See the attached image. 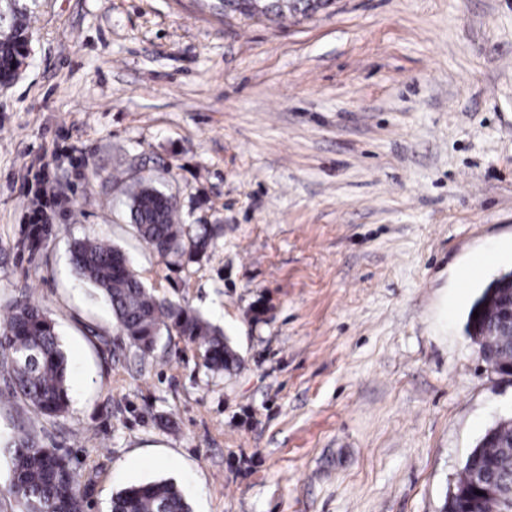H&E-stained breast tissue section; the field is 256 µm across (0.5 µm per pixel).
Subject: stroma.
Wrapping results in <instances>:
<instances>
[{
  "mask_svg": "<svg viewBox=\"0 0 512 512\" xmlns=\"http://www.w3.org/2000/svg\"><path fill=\"white\" fill-rule=\"evenodd\" d=\"M31 54L0 83V310L56 322L67 412L0 393V438L59 448L85 512L142 481L193 512H442L512 378L467 335L512 268V0H334L222 19L204 0H0ZM222 230L173 266L122 179ZM41 198L50 234L21 245ZM102 236L154 294L223 329L141 357L70 264Z\"/></svg>",
  "mask_w": 512,
  "mask_h": 512,
  "instance_id": "stroma-1",
  "label": "stroma"
}]
</instances>
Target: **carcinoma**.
I'll return each mask as SVG.
<instances>
[{
	"label": "carcinoma",
	"instance_id": "1",
	"mask_svg": "<svg viewBox=\"0 0 512 512\" xmlns=\"http://www.w3.org/2000/svg\"><path fill=\"white\" fill-rule=\"evenodd\" d=\"M328 0H214V14L280 17L284 12L308 15ZM25 28L17 25L0 36V75L10 76L11 66L25 41ZM130 220L139 237L170 265L194 260L210 248L216 230L206 225L194 230L180 223L174 196L140 180L129 186ZM49 226L29 224L22 245L33 254L41 249ZM76 274L95 288L112 310L123 339L143 356L154 351L161 330L176 333L203 350L204 365L211 371L231 370L238 357L224 342L223 332L187 307L158 298L147 288L129 260L116 247L99 238L75 240L70 249ZM493 279L473 301L466 331L483 337L482 349L491 353L493 364L512 361V335L487 324L486 301ZM478 318H473V313ZM0 356L5 368L0 379L10 394L22 398L34 413L56 418L69 405L67 360L61 348L56 323L34 303L14 304L0 316ZM512 431L474 448L468 455L456 484L463 488L492 480L512 484ZM0 453L10 461L8 483L0 495L14 498L21 512H84L70 460L57 449L29 434L9 439ZM109 512H191L177 485L166 480L132 484L112 497Z\"/></svg>",
	"mask_w": 512,
	"mask_h": 512
}]
</instances>
